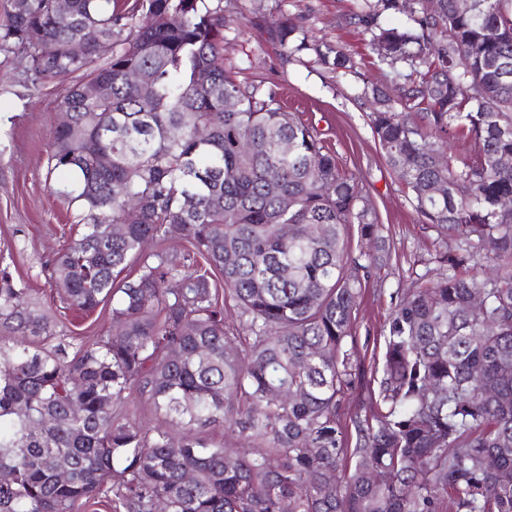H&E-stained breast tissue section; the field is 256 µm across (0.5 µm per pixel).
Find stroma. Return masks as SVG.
Wrapping results in <instances>:
<instances>
[{
	"instance_id": "stroma-1",
	"label": "stroma",
	"mask_w": 512,
	"mask_h": 512,
	"mask_svg": "<svg viewBox=\"0 0 512 512\" xmlns=\"http://www.w3.org/2000/svg\"><path fill=\"white\" fill-rule=\"evenodd\" d=\"M358 0H224L231 30L224 53L239 80L257 77L275 85L285 110L315 125L341 166L369 195L388 256L363 291L354 314L353 346L358 376L342 402L344 425L364 417L382 356L381 336L393 310L392 296L404 294L418 275L438 268L448 241L424 222L411 196L388 167L375 142L366 108L365 87L389 86L392 73L380 65L371 35L355 24ZM295 19L310 39L341 47L355 63V73L334 77L319 66L286 58L254 27L256 18L280 14ZM29 64L24 53H0V263L14 278L29 282L40 301L56 311L65 330L103 336L112 326L108 311L84 313L66 308L51 290L46 263L65 244L74 221L55 192L58 179L47 176L46 150L57 117L62 81L27 89Z\"/></svg>"
}]
</instances>
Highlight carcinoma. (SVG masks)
<instances>
[{"mask_svg": "<svg viewBox=\"0 0 512 512\" xmlns=\"http://www.w3.org/2000/svg\"><path fill=\"white\" fill-rule=\"evenodd\" d=\"M401 10L409 24H380ZM355 20L400 80L364 91L373 137L456 246L395 304L351 449L340 409L360 272L388 250L314 127L225 69L223 0H70L65 16L12 0L0 52H26L29 88L79 74L47 149V175L72 176L56 192L79 231L48 281L82 311L112 303V331L70 341L0 270V512H512V0H360ZM255 25L288 56L355 70L286 15ZM99 77L107 101L83 94ZM354 224L364 265L349 259ZM229 429L236 444L215 441Z\"/></svg>", "mask_w": 512, "mask_h": 512, "instance_id": "obj_1", "label": "carcinoma"}]
</instances>
